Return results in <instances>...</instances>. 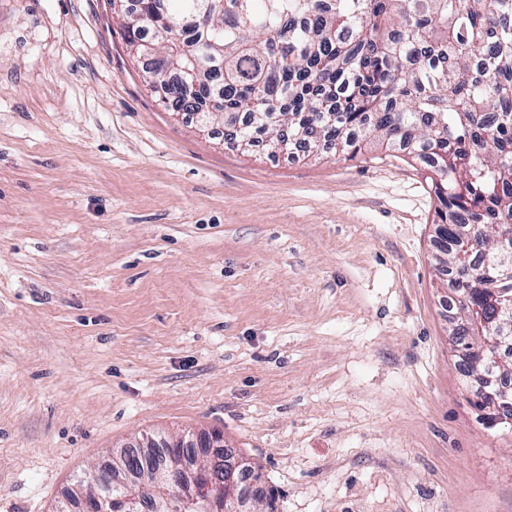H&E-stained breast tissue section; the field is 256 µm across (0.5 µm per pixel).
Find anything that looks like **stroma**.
Here are the masks:
<instances>
[{"label": "stroma", "instance_id": "35a3bbf8", "mask_svg": "<svg viewBox=\"0 0 512 512\" xmlns=\"http://www.w3.org/2000/svg\"><path fill=\"white\" fill-rule=\"evenodd\" d=\"M119 32L107 0H0V512L211 430L280 512H512L423 164L242 151Z\"/></svg>", "mask_w": 512, "mask_h": 512}]
</instances>
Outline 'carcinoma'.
<instances>
[{"label":"carcinoma","instance_id":"carcinoma-1","mask_svg":"<svg viewBox=\"0 0 512 512\" xmlns=\"http://www.w3.org/2000/svg\"><path fill=\"white\" fill-rule=\"evenodd\" d=\"M121 37L136 54L158 40L160 98L202 125L234 112L233 139L264 138L281 149L277 126L350 158L369 142L424 161L439 202L448 288L485 310L495 279L499 230L512 226V0H134ZM198 65L204 101L183 110V69ZM488 247L489 263L461 280L459 248ZM478 408L500 400L475 386ZM126 472H101L103 494H135L168 512L171 460L194 448H124Z\"/></svg>","mask_w":512,"mask_h":512}]
</instances>
